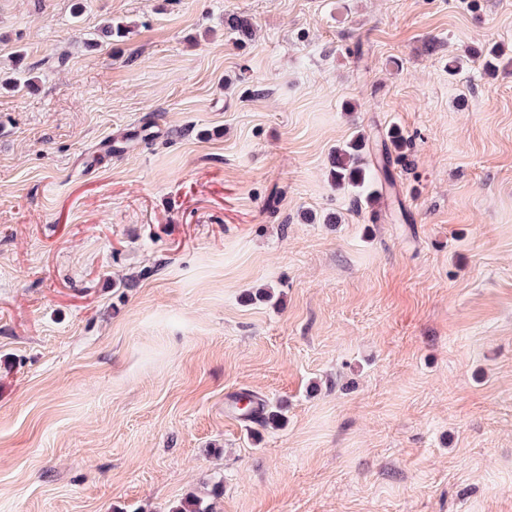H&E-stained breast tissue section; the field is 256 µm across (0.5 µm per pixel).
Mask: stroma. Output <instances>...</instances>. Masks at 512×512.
Returning a JSON list of instances; mask_svg holds the SVG:
<instances>
[{"mask_svg": "<svg viewBox=\"0 0 512 512\" xmlns=\"http://www.w3.org/2000/svg\"><path fill=\"white\" fill-rule=\"evenodd\" d=\"M18 61L0 512H512V0H0ZM224 30L243 46L253 40L255 23L248 15H230L224 17ZM388 138L389 144H384L385 161L377 165L366 162L362 154L364 134H356L337 147L332 156L331 181L336 188L349 191L357 207L372 206L378 195L377 186L381 177L389 181L390 166L400 164L404 159L406 142L402 135L392 131Z\"/></svg>", "mask_w": 512, "mask_h": 512, "instance_id": "1", "label": "stroma"}]
</instances>
